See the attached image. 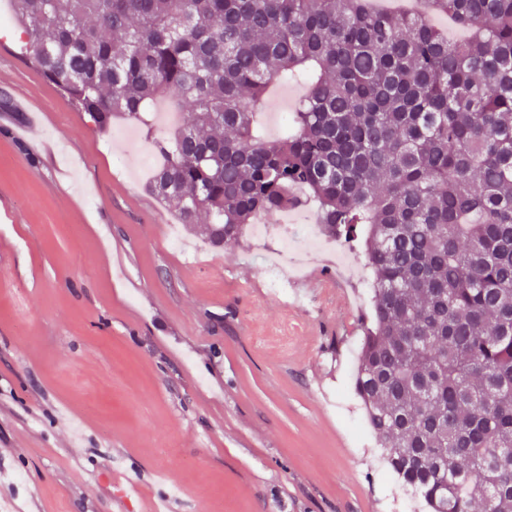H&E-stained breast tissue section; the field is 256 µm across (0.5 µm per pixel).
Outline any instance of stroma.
Listing matches in <instances>:
<instances>
[{
    "mask_svg": "<svg viewBox=\"0 0 512 512\" xmlns=\"http://www.w3.org/2000/svg\"><path fill=\"white\" fill-rule=\"evenodd\" d=\"M172 110L98 131L0 37V512H421L352 393L364 256L327 239L284 299L280 216L173 248L146 189ZM265 275L268 288L282 297L288 298V288H291L292 281L284 266L281 263H270L265 269Z\"/></svg>",
    "mask_w": 512,
    "mask_h": 512,
    "instance_id": "stroma-1",
    "label": "stroma"
}]
</instances>
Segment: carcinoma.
<instances>
[{"label": "carcinoma", "instance_id": "obj_1", "mask_svg": "<svg viewBox=\"0 0 512 512\" xmlns=\"http://www.w3.org/2000/svg\"><path fill=\"white\" fill-rule=\"evenodd\" d=\"M29 59L96 128L174 95L149 191L214 247L304 204L366 253L354 390L431 512H512V0H11ZM308 92L275 144L268 87ZM207 222L199 223L201 215Z\"/></svg>", "mask_w": 512, "mask_h": 512}]
</instances>
